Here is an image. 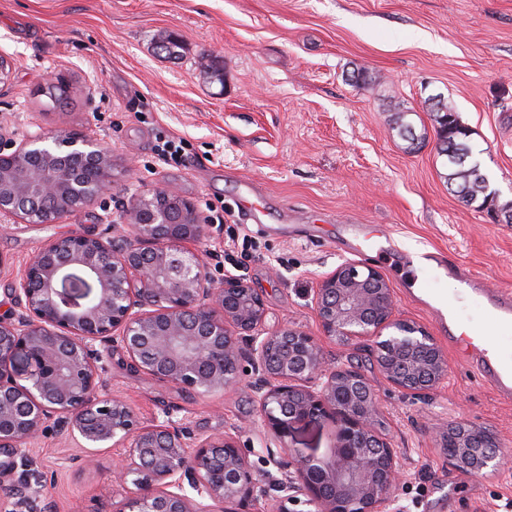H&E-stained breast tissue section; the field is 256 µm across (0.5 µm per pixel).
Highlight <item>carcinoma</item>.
<instances>
[{
    "mask_svg": "<svg viewBox=\"0 0 512 512\" xmlns=\"http://www.w3.org/2000/svg\"><path fill=\"white\" fill-rule=\"evenodd\" d=\"M429 111L436 124L440 153L448 158V165L452 167L447 175L450 188L464 201L479 198L487 200L491 196L487 179L480 173L478 165L466 164L470 154L467 145L469 130L461 125L454 109L441 100L429 105ZM395 125L402 139L407 142V149L415 150L421 137L416 135L411 124L404 122V113H397Z\"/></svg>",
    "mask_w": 512,
    "mask_h": 512,
    "instance_id": "carcinoma-1",
    "label": "carcinoma"
}]
</instances>
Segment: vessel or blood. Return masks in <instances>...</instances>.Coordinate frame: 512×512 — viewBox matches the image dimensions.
<instances>
[{"instance_id":"b4317fda","label":"vessel or blood","mask_w":512,"mask_h":512,"mask_svg":"<svg viewBox=\"0 0 512 512\" xmlns=\"http://www.w3.org/2000/svg\"><path fill=\"white\" fill-rule=\"evenodd\" d=\"M458 277L468 282L472 293L482 297L485 315L496 328H512V293L481 287L466 269H458ZM449 339L455 343L463 358L474 367L497 396L512 402V359L496 352L486 336L461 330L456 319L448 321Z\"/></svg>"}]
</instances>
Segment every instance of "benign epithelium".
Returning a JSON list of instances; mask_svg holds the SVG:
<instances>
[{"label": "benign epithelium", "mask_w": 512, "mask_h": 512, "mask_svg": "<svg viewBox=\"0 0 512 512\" xmlns=\"http://www.w3.org/2000/svg\"><path fill=\"white\" fill-rule=\"evenodd\" d=\"M112 149L79 128L36 133L0 152V216L56 224L112 186ZM134 236L89 232L46 242L12 282L0 318V453H25L47 428L85 448H123L113 480L133 491L119 512H244L255 499L253 466L236 438L200 437L169 419L142 423L103 389L102 362L122 350L136 373L205 395L237 385L245 366L260 420L295 475L278 482L284 506L305 512H393L394 453L378 428L379 403L365 376L330 369L319 340L284 326L267 333L263 297L241 278L215 284L188 245L207 233L197 207L171 188L133 198L121 218ZM395 296L376 269L344 263L318 283L323 336L371 340L395 386L421 393L447 375L423 328L395 318ZM337 418L336 448L319 460L288 446L297 425ZM448 459L467 474L498 465L485 430L443 433Z\"/></svg>", "instance_id": "obj_1"}]
</instances>
